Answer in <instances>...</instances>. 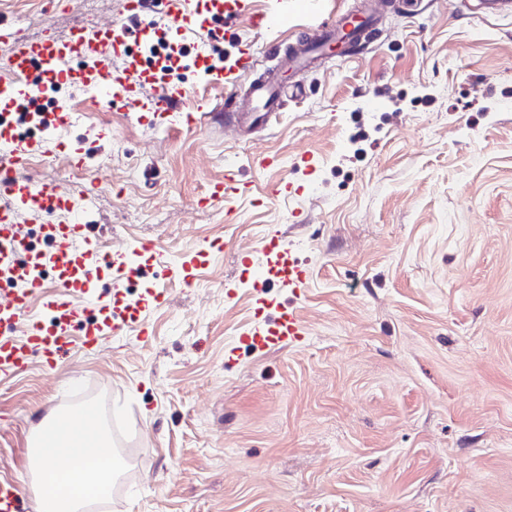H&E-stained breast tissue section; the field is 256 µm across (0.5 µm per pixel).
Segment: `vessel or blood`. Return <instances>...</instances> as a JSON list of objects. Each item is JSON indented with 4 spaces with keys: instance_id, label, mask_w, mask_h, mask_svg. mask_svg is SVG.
<instances>
[{
    "instance_id": "vessel-or-blood-1",
    "label": "vessel or blood",
    "mask_w": 512,
    "mask_h": 512,
    "mask_svg": "<svg viewBox=\"0 0 512 512\" xmlns=\"http://www.w3.org/2000/svg\"><path fill=\"white\" fill-rule=\"evenodd\" d=\"M128 9L139 17L140 29L144 32L179 29L191 21L180 0H174L164 12L152 10L149 0H130ZM377 19L378 13L373 9L356 19L343 16L324 23L319 32L300 37L288 47H270L265 54L275 58L277 64L259 75L254 72L256 51L249 47L242 49L234 68L252 73L253 78L242 95L233 94L225 100V120L248 134L268 125L281 111L284 98L301 90L303 79L316 59L343 54L370 34ZM121 28L118 22L92 27L81 24L75 27L67 41L59 43L51 39L28 41L15 37L9 28L1 27L0 40L13 45L7 67L23 85L19 97L11 99V107L21 110L38 92V85L30 78L33 68H40L44 76L56 74L64 80L68 77V62L77 59L85 67L86 87L95 93L108 98L121 97L132 110L151 112L158 117L175 111L184 103L181 86L166 85L162 94L148 98L143 93L145 78L138 68L130 65L111 67V58L121 53L122 43L118 36ZM70 120L71 115L67 112L42 113L45 135L38 140L21 139L0 129V279L9 277L17 282L16 288L10 289L8 294H0V384L27 369L32 350L41 352L44 368L51 371L60 365L72 347L95 350L108 335L130 320L126 310L116 307L100 323L74 331L73 323L81 307L72 296L85 291L78 276L82 263L89 260L108 263L113 259L109 252L93 247L87 220L93 202L90 192L63 199L58 197L54 183H36L25 175L31 158L49 154L52 133ZM21 205L37 211L62 212L61 221L42 227L45 237L54 243V250L49 255L34 253L27 234L15 224V211ZM116 264L124 275L137 276V266L127 260ZM46 265L61 273L57 291L44 296V308L55 313L53 322L48 325L30 313L33 301L40 296L39 290L44 285L40 271ZM304 334L297 314L283 310L267 330L246 333L242 341L265 350L298 340ZM26 496L20 483H0V512H24Z\"/></svg>"
}]
</instances>
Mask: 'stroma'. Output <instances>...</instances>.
<instances>
[{
    "mask_svg": "<svg viewBox=\"0 0 512 512\" xmlns=\"http://www.w3.org/2000/svg\"><path fill=\"white\" fill-rule=\"evenodd\" d=\"M127 2L0 0V21L63 41L89 12L135 28ZM364 2L224 0L155 39L228 63ZM172 80L223 111L229 86L190 66ZM47 98L75 122L31 174L93 190L98 244L141 265L92 271L95 292L144 307L97 351L0 384V480L32 487L47 411L92 401L119 464L98 512H512V12L391 0L368 48L319 60L249 135L148 122L79 82ZM228 177L242 192L208 199ZM274 234L310 281L272 277L266 296L306 336L255 351L244 267L276 263Z\"/></svg>",
    "mask_w": 512,
    "mask_h": 512,
    "instance_id": "1",
    "label": "stroma"
}]
</instances>
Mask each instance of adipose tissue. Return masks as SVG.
Here are the masks:
<instances>
[{"mask_svg": "<svg viewBox=\"0 0 512 512\" xmlns=\"http://www.w3.org/2000/svg\"><path fill=\"white\" fill-rule=\"evenodd\" d=\"M42 492V512H82L87 500L112 481L117 470L112 451L101 434L89 431L86 421L75 419L52 430L36 448ZM66 467H59V460Z\"/></svg>", "mask_w": 512, "mask_h": 512, "instance_id": "1", "label": "adipose tissue"}]
</instances>
